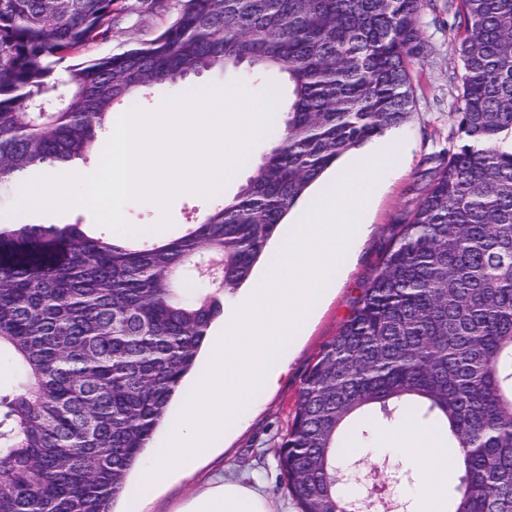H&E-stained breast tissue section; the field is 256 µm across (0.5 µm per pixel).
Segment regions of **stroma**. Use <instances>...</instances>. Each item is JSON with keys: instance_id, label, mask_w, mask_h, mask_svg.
Wrapping results in <instances>:
<instances>
[{"instance_id": "35a3bbf8", "label": "stroma", "mask_w": 512, "mask_h": 512, "mask_svg": "<svg viewBox=\"0 0 512 512\" xmlns=\"http://www.w3.org/2000/svg\"><path fill=\"white\" fill-rule=\"evenodd\" d=\"M177 0H166L162 10L132 13L121 17L110 40L90 45L82 52L88 62L104 54L155 37L171 21ZM427 53L414 69L415 104L410 119L391 129L393 147L403 152L399 167L383 176L369 205L361 214L367 232L354 246L346 273L338 275L334 290L308 324L299 343L292 347L288 371L277 389L258 394L247 421L227 434L222 451L201 463L192 474L152 494L144 512H179L189 497L210 476L225 473L245 479L260 478L265 491L288 507L296 502L280 477L275 448L292 417L302 380L321 348L338 333L349 318L354 304L377 275L382 259L394 245L403 219L426 189L436 165L438 152L447 147L448 136L457 129L462 67L455 46L461 31L448 11V0H432L421 19ZM205 86L240 88L262 94L247 65L225 71H210L188 76L168 86L164 94L145 91L137 107L148 112L160 98L193 93ZM271 145L261 137L240 167L236 180L226 182L218 193L176 195L169 206L171 223L168 237L177 236L184 225L200 221L217 197L232 198L254 175L257 165Z\"/></svg>"}]
</instances>
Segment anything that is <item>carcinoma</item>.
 Listing matches in <instances>:
<instances>
[{"mask_svg": "<svg viewBox=\"0 0 512 512\" xmlns=\"http://www.w3.org/2000/svg\"><path fill=\"white\" fill-rule=\"evenodd\" d=\"M458 141L350 318L320 350L276 455L299 512H364L350 441L443 423L448 512H512V0H459ZM118 0H0V206L20 180L98 161L116 104L246 61L288 79L255 174L173 239L0 224V512H112L224 300L311 185L402 125L426 53L425 0H180L147 43L112 37Z\"/></svg>", "mask_w": 512, "mask_h": 512, "instance_id": "obj_1", "label": "carcinoma"}]
</instances>
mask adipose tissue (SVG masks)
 I'll list each match as a JSON object with an SVG mask.
<instances>
[{"label": "adipose tissue", "instance_id": "ef3b65f1", "mask_svg": "<svg viewBox=\"0 0 512 512\" xmlns=\"http://www.w3.org/2000/svg\"><path fill=\"white\" fill-rule=\"evenodd\" d=\"M393 452L420 477L413 512H448V480L452 458L448 436L440 428L401 422L385 427L369 455ZM181 512H283L281 502L266 495L260 484L215 476L191 498Z\"/></svg>", "mask_w": 512, "mask_h": 512}]
</instances>
